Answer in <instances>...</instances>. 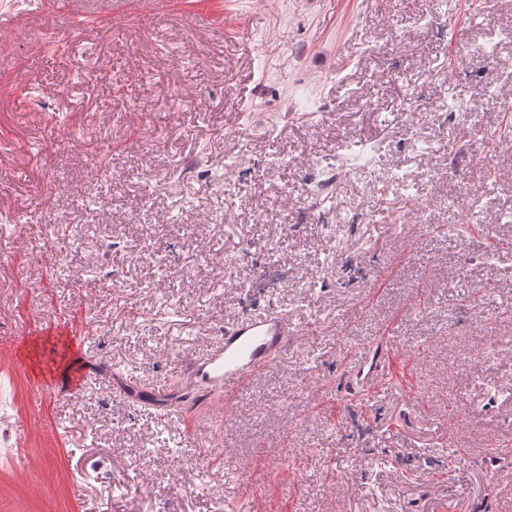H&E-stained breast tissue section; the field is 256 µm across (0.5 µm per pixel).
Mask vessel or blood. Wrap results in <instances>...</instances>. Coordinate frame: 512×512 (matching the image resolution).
<instances>
[{
    "label": "vessel or blood",
    "instance_id": "obj_1",
    "mask_svg": "<svg viewBox=\"0 0 512 512\" xmlns=\"http://www.w3.org/2000/svg\"><path fill=\"white\" fill-rule=\"evenodd\" d=\"M294 334L291 320L278 312L254 314L225 326L218 345L205 357L181 365L187 385L205 393L223 391L225 404H232L238 389L252 375L268 367L286 348ZM364 371L362 388L374 392L387 384L385 357L357 358Z\"/></svg>",
    "mask_w": 512,
    "mask_h": 512
}]
</instances>
